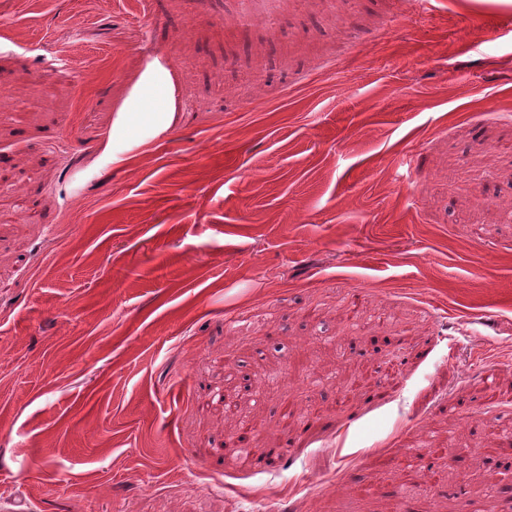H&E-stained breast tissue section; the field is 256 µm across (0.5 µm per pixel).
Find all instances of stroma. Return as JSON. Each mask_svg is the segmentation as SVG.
<instances>
[{
	"label": "stroma",
	"mask_w": 512,
	"mask_h": 512,
	"mask_svg": "<svg viewBox=\"0 0 512 512\" xmlns=\"http://www.w3.org/2000/svg\"><path fill=\"white\" fill-rule=\"evenodd\" d=\"M508 416L512 0H0V512H512ZM174 93L172 77L164 65L158 60L146 65L131 94L116 112L107 137L86 173L91 175L112 166L126 151L171 127L177 120Z\"/></svg>",
	"instance_id": "obj_1"
}]
</instances>
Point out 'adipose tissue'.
<instances>
[{
  "mask_svg": "<svg viewBox=\"0 0 512 512\" xmlns=\"http://www.w3.org/2000/svg\"><path fill=\"white\" fill-rule=\"evenodd\" d=\"M176 120L172 77L160 62L149 63L116 112L105 141L90 161L88 173L120 161L126 151L165 131Z\"/></svg>",
  "mask_w": 512,
  "mask_h": 512,
  "instance_id": "ef3b65f1",
  "label": "adipose tissue"
}]
</instances>
